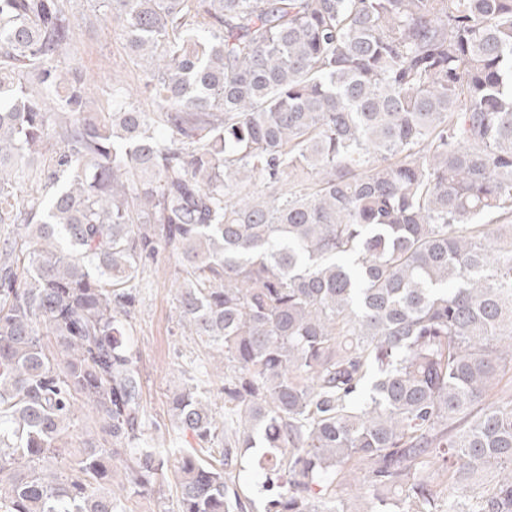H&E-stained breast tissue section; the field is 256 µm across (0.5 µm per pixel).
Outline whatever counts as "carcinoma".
<instances>
[{"label":"carcinoma","instance_id":"1","mask_svg":"<svg viewBox=\"0 0 512 512\" xmlns=\"http://www.w3.org/2000/svg\"><path fill=\"white\" fill-rule=\"evenodd\" d=\"M67 2L0 0V512H135L170 469L177 512H512V0H96L155 104L111 112ZM161 253L224 369V415L170 398L187 448L131 336Z\"/></svg>","mask_w":512,"mask_h":512}]
</instances>
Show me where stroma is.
Masks as SVG:
<instances>
[{
  "label": "stroma",
  "instance_id": "1",
  "mask_svg": "<svg viewBox=\"0 0 512 512\" xmlns=\"http://www.w3.org/2000/svg\"><path fill=\"white\" fill-rule=\"evenodd\" d=\"M75 41L76 49L63 58V65L85 72L90 79L87 94L90 111H111L113 78H121L131 85L139 84L143 77L140 61L129 53L119 31L104 20L80 25L75 30ZM173 265V258L165 254L146 264L133 319L148 433L162 447L172 442L180 446L185 443L171 425L169 397L172 392L192 376L197 377L202 388L210 391L222 385L221 378L203 376L209 357L177 322L170 280Z\"/></svg>",
  "mask_w": 512,
  "mask_h": 512
}]
</instances>
